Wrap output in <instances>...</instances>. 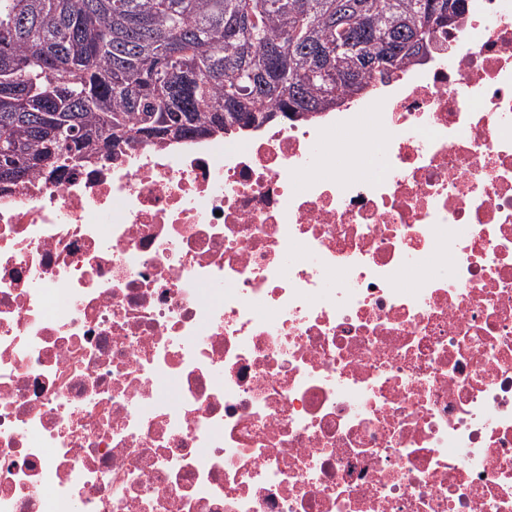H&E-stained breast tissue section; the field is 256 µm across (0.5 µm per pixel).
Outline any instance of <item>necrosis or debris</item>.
<instances>
[{"instance_id":"necrosis-or-debris-1","label":"necrosis or debris","mask_w":512,"mask_h":512,"mask_svg":"<svg viewBox=\"0 0 512 512\" xmlns=\"http://www.w3.org/2000/svg\"><path fill=\"white\" fill-rule=\"evenodd\" d=\"M377 86L0 192V512H512V0Z\"/></svg>"}]
</instances>
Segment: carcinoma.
Listing matches in <instances>:
<instances>
[{
    "label": "carcinoma",
    "instance_id": "cac0c4a2",
    "mask_svg": "<svg viewBox=\"0 0 512 512\" xmlns=\"http://www.w3.org/2000/svg\"><path fill=\"white\" fill-rule=\"evenodd\" d=\"M448 0H0V179L322 112L427 58ZM351 23L352 51H336ZM279 68L262 74L271 52ZM374 65L357 82L321 74Z\"/></svg>",
    "mask_w": 512,
    "mask_h": 512
}]
</instances>
